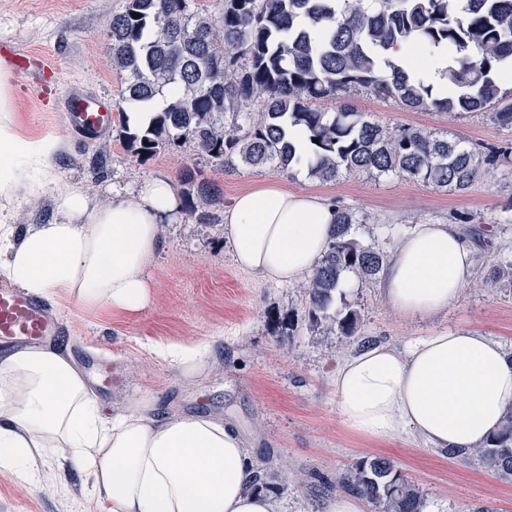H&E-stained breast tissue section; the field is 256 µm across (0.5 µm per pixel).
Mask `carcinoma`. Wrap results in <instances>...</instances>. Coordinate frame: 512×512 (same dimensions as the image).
I'll use <instances>...</instances> for the list:
<instances>
[{
	"label": "carcinoma",
	"instance_id": "cac0c4a2",
	"mask_svg": "<svg viewBox=\"0 0 512 512\" xmlns=\"http://www.w3.org/2000/svg\"><path fill=\"white\" fill-rule=\"evenodd\" d=\"M224 0L220 19L190 0H125L112 16V66L121 81L119 126L127 151L146 160L158 150L192 142L226 170L242 162L279 171L305 167L324 182L342 173L402 174L446 192H467L512 162L509 148L476 149L423 128L390 129L343 105L314 107L359 90L409 110L487 112L512 129V91L500 68L512 67V0ZM141 17L135 18L133 14ZM411 38L423 48L448 47V89L406 71L396 53ZM151 114L131 128L125 107ZM317 140L296 149L290 131ZM183 210L202 224L200 206L218 200L190 167L180 173ZM363 220L336 209L327 249L308 289V321L344 336L356 333L354 309L329 313L342 275L374 279L387 255L361 244L352 226ZM480 458L512 478V411ZM335 488L366 499L378 512H422L423 499L393 465L362 461L336 478Z\"/></svg>",
	"mask_w": 512,
	"mask_h": 512
}]
</instances>
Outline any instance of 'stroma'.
Instances as JSON below:
<instances>
[{"mask_svg":"<svg viewBox=\"0 0 512 512\" xmlns=\"http://www.w3.org/2000/svg\"><path fill=\"white\" fill-rule=\"evenodd\" d=\"M123 5L124 0H0V41L47 56L59 69V81L14 88L21 131L52 135L65 144L57 159L58 186L79 189L100 202L116 194L133 198L151 180L177 183L183 167L191 166L220 193L212 208L214 223H199L182 210L162 225L160 247L147 267L152 301L142 312L119 315L57 301L66 324L62 347L105 412L133 408L137 398L150 395L163 412L232 424L244 436L281 512H325L334 495L330 482L375 458L390 460L415 486L423 512H472L478 506L512 512V478H502L476 455L451 456L412 440L377 445L351 433L337 411L332 385L339 364L368 341L400 347L435 332L471 329L512 355V275L498 272L512 262V223L503 221L512 209V168H500L467 192L454 193L396 175L345 174L323 182L303 171L244 165L228 171L190 142L142 161L123 148L115 129L84 140L65 122L63 91L75 87L120 104L108 24ZM344 104L385 125L424 127L474 145L512 146V129L480 113L409 111L363 92L319 107L334 111ZM263 181L354 209L362 219L354 237L387 253L414 225L452 224L461 214L481 218L489 244L476 248L473 276L460 296L426 317L402 315L384 301L378 281L351 276L333 307L358 310L361 323L357 335L344 336L305 318L308 281L278 285L234 263L225 244L224 210L236 195ZM56 188L35 196L19 193L8 213L10 223H45L53 213ZM292 319L297 329L289 337L283 328ZM170 347L205 351L201 369L183 375L166 354ZM103 360L119 373V384L102 387L97 367ZM65 455L62 448L48 452L26 475L0 467V512H112L111 502L93 495L78 472L61 473Z\"/></svg>","mask_w":512,"mask_h":512,"instance_id":"1","label":"stroma"}]
</instances>
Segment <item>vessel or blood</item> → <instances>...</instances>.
<instances>
[{
	"mask_svg": "<svg viewBox=\"0 0 512 512\" xmlns=\"http://www.w3.org/2000/svg\"><path fill=\"white\" fill-rule=\"evenodd\" d=\"M43 64L39 56L20 54L12 69L18 81L34 83ZM65 119L77 135L98 138L112 127V106L89 92L73 89L66 97ZM62 334L63 322L53 308L0 275V346L45 344Z\"/></svg>",
	"mask_w": 512,
	"mask_h": 512,
	"instance_id": "vessel-or-blood-1",
	"label": "vessel or blood"
}]
</instances>
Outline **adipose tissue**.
<instances>
[{"label":"adipose tissue","instance_id":"1","mask_svg":"<svg viewBox=\"0 0 512 512\" xmlns=\"http://www.w3.org/2000/svg\"><path fill=\"white\" fill-rule=\"evenodd\" d=\"M9 73L0 70V203L19 189L39 194L57 180L62 143L22 135ZM179 200L153 180L138 200L93 202L58 188L44 224H0V268L27 293L77 306L136 314L152 300L146 269L160 226ZM336 206L273 182L239 194L224 212L237 265L277 284L312 273L325 252ZM472 246L455 224L421 223L402 238L380 290L407 316L447 308L469 281ZM337 411L351 431L376 443L415 439L470 452L512 411V356L488 336L447 331L403 348L372 345L345 359L332 380ZM69 451L112 512H278L253 488L255 469L241 435L207 416L162 413L144 396L133 410L105 416L71 358L48 346L0 353V467L27 473L36 456Z\"/></svg>","mask_w":512,"mask_h":512}]
</instances>
